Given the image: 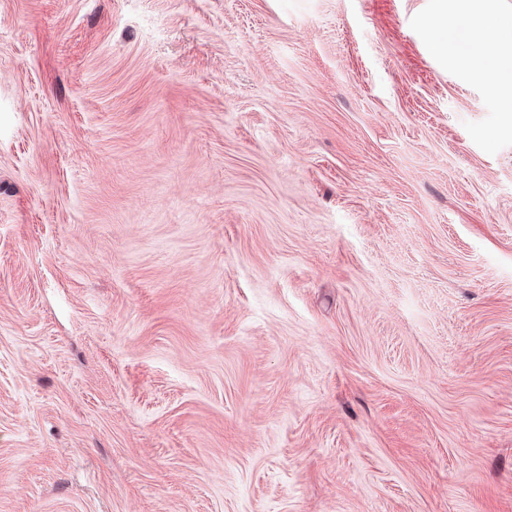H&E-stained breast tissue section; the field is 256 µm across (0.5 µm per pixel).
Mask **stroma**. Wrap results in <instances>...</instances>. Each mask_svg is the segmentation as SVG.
I'll return each mask as SVG.
<instances>
[{"label":"stroma","instance_id":"stroma-1","mask_svg":"<svg viewBox=\"0 0 512 512\" xmlns=\"http://www.w3.org/2000/svg\"><path fill=\"white\" fill-rule=\"evenodd\" d=\"M491 15L0 0V512H512ZM487 21L475 29L480 35L478 41L465 50L466 61L477 73L488 72L497 69L503 52L511 55L512 37L510 22L498 26L493 37L486 35Z\"/></svg>","mask_w":512,"mask_h":512}]
</instances>
